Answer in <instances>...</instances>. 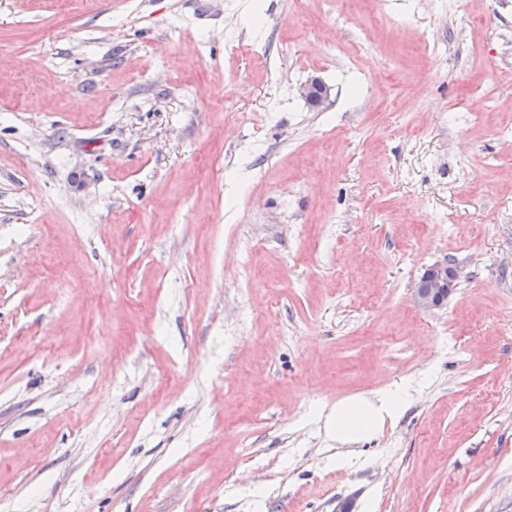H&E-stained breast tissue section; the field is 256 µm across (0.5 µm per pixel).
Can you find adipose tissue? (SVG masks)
Segmentation results:
<instances>
[{
  "instance_id": "adipose-tissue-1",
  "label": "adipose tissue",
  "mask_w": 512,
  "mask_h": 512,
  "mask_svg": "<svg viewBox=\"0 0 512 512\" xmlns=\"http://www.w3.org/2000/svg\"><path fill=\"white\" fill-rule=\"evenodd\" d=\"M404 399L398 393L384 389L372 397H356L336 405L332 426L337 439L356 440L374 434L385 419L401 412Z\"/></svg>"
}]
</instances>
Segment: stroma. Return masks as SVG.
<instances>
[{
	"label": "stroma",
	"instance_id": "obj_1",
	"mask_svg": "<svg viewBox=\"0 0 512 512\" xmlns=\"http://www.w3.org/2000/svg\"><path fill=\"white\" fill-rule=\"evenodd\" d=\"M508 69L491 0H0V512H512ZM458 278L457 268L446 261L426 268L412 291L414 306L423 311L442 308L457 288ZM404 406V399L391 389H384L372 396L345 399L336 404L332 427L336 438L357 440L374 434L386 418L397 415Z\"/></svg>",
	"mask_w": 512,
	"mask_h": 512
}]
</instances>
